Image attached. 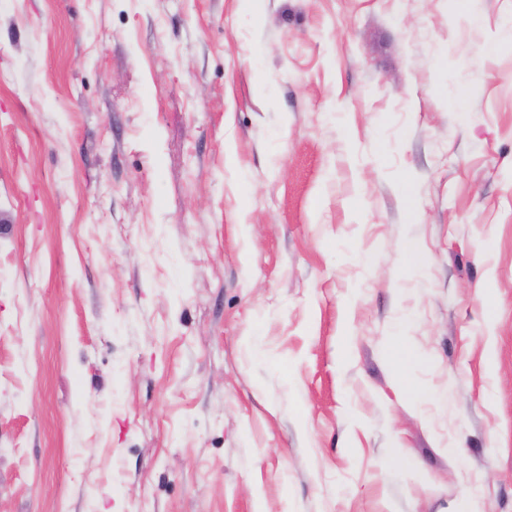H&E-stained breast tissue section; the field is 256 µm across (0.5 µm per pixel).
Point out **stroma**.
Instances as JSON below:
<instances>
[{
  "label": "stroma",
  "mask_w": 512,
  "mask_h": 512,
  "mask_svg": "<svg viewBox=\"0 0 512 512\" xmlns=\"http://www.w3.org/2000/svg\"><path fill=\"white\" fill-rule=\"evenodd\" d=\"M510 23L0 0V512H512Z\"/></svg>",
  "instance_id": "obj_1"
}]
</instances>
